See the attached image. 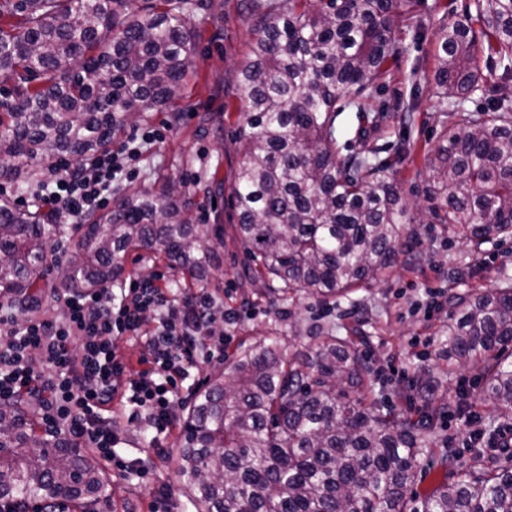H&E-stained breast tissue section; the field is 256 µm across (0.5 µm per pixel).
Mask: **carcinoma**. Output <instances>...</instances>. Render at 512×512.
<instances>
[{"mask_svg":"<svg viewBox=\"0 0 512 512\" xmlns=\"http://www.w3.org/2000/svg\"><path fill=\"white\" fill-rule=\"evenodd\" d=\"M403 0H249L255 34L237 69L243 162L231 205L243 280L268 278L287 301L327 303L384 277L407 247L415 214L392 164L367 144L375 125L363 94L400 53L389 18ZM200 0H0V179L23 165L92 161L115 133L174 107L201 33L185 26ZM480 30H475V27ZM512 76V0H475L465 21L441 29L433 80L438 104L481 90L476 33ZM355 109L354 135L337 117ZM427 196L448 232L476 250L512 237V88L464 111L434 149ZM78 252L57 280L92 290L125 273L130 250L150 249L210 285L224 229L197 224L170 185L120 196L78 225ZM35 212L0 198V301H34L50 247ZM448 357L477 362L475 398L512 420V283L450 300ZM372 370L348 336L328 329L291 357L264 338L207 379L183 424L178 469L198 512H512V463L492 454L499 426L472 433L477 465L457 463L438 439L437 408L397 417L378 401ZM441 480L420 494V460ZM99 467L74 442L37 433L18 403L0 402V500L104 497Z\"/></svg>","mask_w":512,"mask_h":512,"instance_id":"cac0c4a2","label":"carcinoma"}]
</instances>
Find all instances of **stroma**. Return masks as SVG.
Instances as JSON below:
<instances>
[{
    "label": "stroma",
    "mask_w": 512,
    "mask_h": 512,
    "mask_svg": "<svg viewBox=\"0 0 512 512\" xmlns=\"http://www.w3.org/2000/svg\"><path fill=\"white\" fill-rule=\"evenodd\" d=\"M210 7L190 15L188 25L204 30L194 58L193 74L179 108L154 112L112 142L121 147L143 133L158 137L142 143L135 176L114 181L115 195L163 184L176 185L182 198L192 203L201 224L232 225L236 222L229 194L215 195L217 181L231 182L242 162L235 142L241 125L233 75L247 59L254 37L247 0H209ZM474 0H407L393 18V30L402 51L391 62V74L372 89L370 104L382 116L380 131L370 136L371 145L393 163L401 197L428 207L426 189L433 178L427 153L435 148L440 133L452 125L459 109L474 111L483 106L481 94H472L439 107L429 83L436 67L438 31L442 24L460 19ZM242 251L226 246L211 275L214 291L225 311L235 313L233 336L223 356L210 368L223 367L241 347L267 333L281 336L289 352L305 351L320 328L341 327L353 339L374 372L380 399L401 412H418L423 404L416 386L422 371H429L436 397L454 394L465 384L477 394V372L449 361L440 343L444 315L425 319L423 307L428 290L442 288L464 292L493 285L502 276L512 277V237L482 245L473 251L449 239L444 226L434 219L416 225L385 281L360 288L354 301L328 305L303 295L281 303L268 295L262 283L244 284L240 272ZM126 278L162 276L170 288L189 287L182 271L150 250H135L125 259ZM140 421L127 425L125 444L118 452L145 459L148 471L140 478L116 469H105L109 484L106 496L94 512H150L157 490L165 488L179 498L184 512H196L178 472L177 437L164 440L163 451L149 447Z\"/></svg>",
    "instance_id": "stroma-1"
}]
</instances>
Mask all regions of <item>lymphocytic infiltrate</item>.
Instances as JSON below:
<instances>
[{
  "mask_svg": "<svg viewBox=\"0 0 512 512\" xmlns=\"http://www.w3.org/2000/svg\"><path fill=\"white\" fill-rule=\"evenodd\" d=\"M140 153L121 147L79 166L50 162L45 169L53 188L45 194L49 223L79 221L105 207L117 175L135 172ZM60 312L50 318L16 320L0 308V401L26 396L41 406L46 430L68 435L94 449L107 464L125 472H142V458L116 456L125 432L113 404L129 408L130 418H144L156 437L178 428L173 407L184 399L185 382L223 353L227 336L217 332L219 299L205 288L172 293L152 278L131 280L115 290L71 291L58 297ZM153 331H144L148 317ZM141 341L144 353L130 363L117 341Z\"/></svg>",
  "mask_w": 512,
  "mask_h": 512,
  "instance_id": "f902f5d3",
  "label": "lymphocytic infiltrate"
}]
</instances>
